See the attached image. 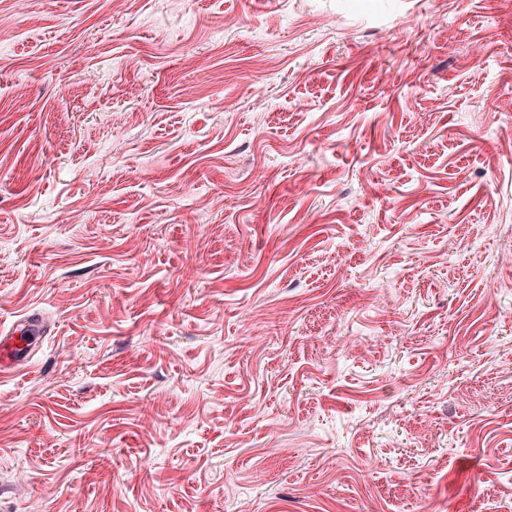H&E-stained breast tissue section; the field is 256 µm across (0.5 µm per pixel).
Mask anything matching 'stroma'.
I'll list each match as a JSON object with an SVG mask.
<instances>
[{"label":"stroma","instance_id":"stroma-1","mask_svg":"<svg viewBox=\"0 0 512 512\" xmlns=\"http://www.w3.org/2000/svg\"><path fill=\"white\" fill-rule=\"evenodd\" d=\"M30 315L0 512H512V0H0Z\"/></svg>","mask_w":512,"mask_h":512}]
</instances>
